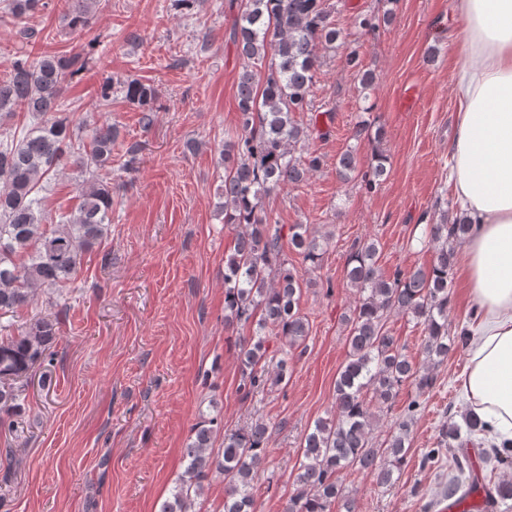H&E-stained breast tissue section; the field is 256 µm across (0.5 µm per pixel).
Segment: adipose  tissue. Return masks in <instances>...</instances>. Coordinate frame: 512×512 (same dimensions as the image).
<instances>
[{
	"label": "adipose tissue",
	"mask_w": 512,
	"mask_h": 512,
	"mask_svg": "<svg viewBox=\"0 0 512 512\" xmlns=\"http://www.w3.org/2000/svg\"><path fill=\"white\" fill-rule=\"evenodd\" d=\"M450 182L478 232L463 276L482 316L461 389L493 441L512 440V0H457Z\"/></svg>",
	"instance_id": "1"
}]
</instances>
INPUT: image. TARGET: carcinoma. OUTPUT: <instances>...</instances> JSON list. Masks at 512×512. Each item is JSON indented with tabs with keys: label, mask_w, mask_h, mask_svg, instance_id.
<instances>
[{
	"label": "carcinoma",
	"mask_w": 512,
	"mask_h": 512,
	"mask_svg": "<svg viewBox=\"0 0 512 512\" xmlns=\"http://www.w3.org/2000/svg\"><path fill=\"white\" fill-rule=\"evenodd\" d=\"M97 0H70L65 17L74 30L89 27ZM42 0H5L3 9L14 17L33 14ZM235 35L241 55L248 61L267 62L264 80L245 68L239 75L238 133L224 140L219 156L224 181L219 187V214L235 233L233 249L224 258V325L252 324L240 348L242 398L265 387L282 384L290 365L288 350L302 346L309 323L300 311L302 282L285 258L281 227L271 223L265 200L286 184L303 181L322 165L321 156L297 153L312 130L295 114L310 106L309 93L319 63L318 49L333 44L340 32L331 26L326 0H241ZM81 54L19 52L9 79L0 82V116L23 112L29 124L20 136L0 132V315L14 312L34 300L36 290L54 292L74 279L83 254L110 232L112 224V145L118 127L109 122L93 124L90 149L66 121L56 117L65 78L86 68ZM124 96L144 111V126L151 122L156 100L153 86L140 80L123 82ZM357 141L381 142L382 129L361 122L354 127ZM387 156L375 150L374 163L358 170L355 150L346 149L336 161V174L347 182L358 180L370 192L387 175ZM82 177L80 203L63 224L47 227L40 192L49 176L65 166ZM475 225L466 216L427 225L436 258L429 266L386 276L378 264L375 241L355 244L347 261L346 278L358 293L348 318L346 363L336 378L334 413L315 421L302 443L303 460L284 512H332L341 502L343 512H358L355 500L343 493L338 474L349 467L369 471L377 484L396 482L394 473L407 461L409 439L419 396L432 389L430 366L448 358V276L455 265L456 246L473 235ZM304 262L315 268L328 241L319 239L305 224L289 228L288 244ZM392 313L409 315L424 326V364L414 362L385 329ZM56 323L45 318L30 322L16 336H0V434L6 436L5 459L12 462L17 428L25 396L17 386L51 361ZM279 338L283 356H268L269 341ZM411 382L417 391L390 426L388 437L378 443L371 436L374 414L367 394L381 403L395 399L398 389ZM221 423L200 413L184 448L185 466L159 512H195V500L205 483L224 482L221 512H257L254 484L269 463L270 427L263 421L224 432ZM484 431L483 421L471 412L462 423L449 420L439 429L437 447L422 458L433 467L448 449L456 475L448 481V497L462 501L481 490L487 512L512 501V477L483 488L465 481L472 470L467 446ZM494 467L512 466V447L495 448L485 457Z\"/></svg>",
	"instance_id": "obj_1"
}]
</instances>
